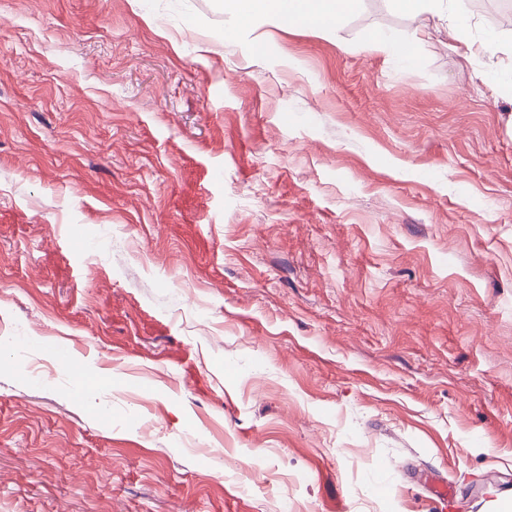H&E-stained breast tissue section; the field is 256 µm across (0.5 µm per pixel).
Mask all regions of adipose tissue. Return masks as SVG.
I'll list each match as a JSON object with an SVG mask.
<instances>
[{
  "label": "adipose tissue",
  "mask_w": 512,
  "mask_h": 512,
  "mask_svg": "<svg viewBox=\"0 0 512 512\" xmlns=\"http://www.w3.org/2000/svg\"><path fill=\"white\" fill-rule=\"evenodd\" d=\"M353 0H226L230 10L244 17L269 14L284 23H310L331 31L337 26Z\"/></svg>",
  "instance_id": "1"
}]
</instances>
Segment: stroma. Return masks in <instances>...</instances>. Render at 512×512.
I'll return each instance as SVG.
<instances>
[{
	"label": "stroma",
	"mask_w": 512,
	"mask_h": 512,
	"mask_svg": "<svg viewBox=\"0 0 512 512\" xmlns=\"http://www.w3.org/2000/svg\"><path fill=\"white\" fill-rule=\"evenodd\" d=\"M455 7L0 0V512L512 497V12ZM353 0H226L230 10L244 17L270 14L283 23H310L331 31L340 22Z\"/></svg>",
	"instance_id": "35a3bbf8"
}]
</instances>
